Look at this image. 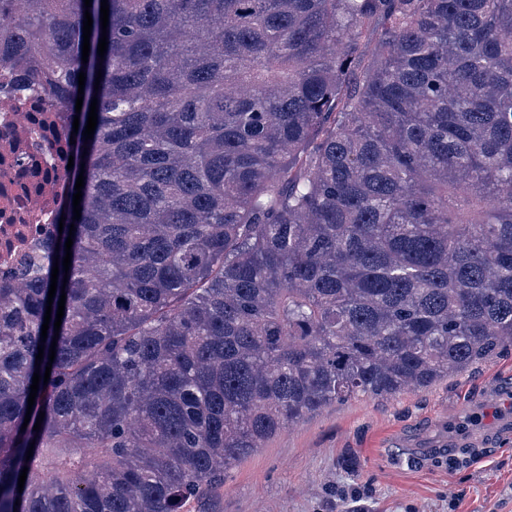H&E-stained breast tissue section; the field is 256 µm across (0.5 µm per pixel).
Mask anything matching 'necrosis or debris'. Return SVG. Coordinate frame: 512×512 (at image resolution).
I'll return each mask as SVG.
<instances>
[{
	"label": "necrosis or debris",
	"mask_w": 512,
	"mask_h": 512,
	"mask_svg": "<svg viewBox=\"0 0 512 512\" xmlns=\"http://www.w3.org/2000/svg\"><path fill=\"white\" fill-rule=\"evenodd\" d=\"M0 61V280L48 243L67 190L66 115L48 89L20 90Z\"/></svg>",
	"instance_id": "obj_1"
}]
</instances>
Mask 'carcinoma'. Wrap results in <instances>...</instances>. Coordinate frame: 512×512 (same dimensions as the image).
<instances>
[{"instance_id": "1", "label": "carcinoma", "mask_w": 512, "mask_h": 512, "mask_svg": "<svg viewBox=\"0 0 512 512\" xmlns=\"http://www.w3.org/2000/svg\"><path fill=\"white\" fill-rule=\"evenodd\" d=\"M91 3L0 0L76 140L0 282V512H190L306 416L512 347V0H108L102 58Z\"/></svg>"}]
</instances>
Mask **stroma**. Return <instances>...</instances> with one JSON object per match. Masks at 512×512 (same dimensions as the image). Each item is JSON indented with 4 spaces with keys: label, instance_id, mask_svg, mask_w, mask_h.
<instances>
[{
    "label": "stroma",
    "instance_id": "1",
    "mask_svg": "<svg viewBox=\"0 0 512 512\" xmlns=\"http://www.w3.org/2000/svg\"><path fill=\"white\" fill-rule=\"evenodd\" d=\"M352 490L362 512H512V348L426 388L327 406L230 470L206 508L352 512Z\"/></svg>",
    "mask_w": 512,
    "mask_h": 512
}]
</instances>
